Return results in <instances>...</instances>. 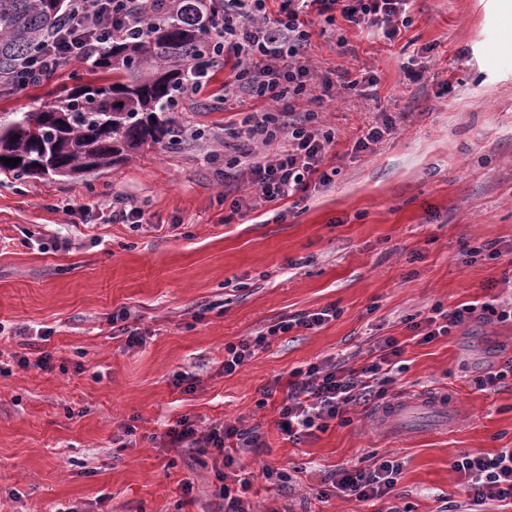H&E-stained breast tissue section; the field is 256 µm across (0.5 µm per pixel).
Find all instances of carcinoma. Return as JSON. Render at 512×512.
Instances as JSON below:
<instances>
[{"label": "carcinoma", "instance_id": "obj_1", "mask_svg": "<svg viewBox=\"0 0 512 512\" xmlns=\"http://www.w3.org/2000/svg\"><path fill=\"white\" fill-rule=\"evenodd\" d=\"M154 16L144 35H115L91 64L96 75L47 108L0 117V171L18 179L72 177L107 168L143 146L177 144L173 97L212 44L210 0H178ZM62 0H0V76L8 79L42 46Z\"/></svg>", "mask_w": 512, "mask_h": 512}]
</instances>
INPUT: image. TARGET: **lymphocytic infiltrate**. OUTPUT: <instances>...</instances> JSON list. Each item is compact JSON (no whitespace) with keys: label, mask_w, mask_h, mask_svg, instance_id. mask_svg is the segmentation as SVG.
Here are the masks:
<instances>
[{"label":"lymphocytic infiltrate","mask_w":512,"mask_h":512,"mask_svg":"<svg viewBox=\"0 0 512 512\" xmlns=\"http://www.w3.org/2000/svg\"><path fill=\"white\" fill-rule=\"evenodd\" d=\"M268 2L217 0L211 55L175 97L180 104L197 96L210 71L225 67L229 73L218 96L220 103L244 95L268 101V108L248 113L239 125L224 130L225 137L237 143L234 155L224 161L225 168L248 172L259 190L257 200H232L230 211L234 214L265 202L290 199L306 192L314 182L330 184L334 173L328 168V154L335 133L321 125L317 112L300 110L299 103L317 84L328 91L336 86L370 88L377 83L375 75L368 72H316L305 56L313 19L328 25L342 19L377 29L391 40L400 26L407 24L410 7V0H279L273 12ZM154 8V0H67L65 19L53 26L41 52L24 66L23 86L52 81L70 66L89 62L117 32L143 29ZM338 314L333 306L303 313L277 323L268 332L225 344V374L244 366L268 345L270 337L296 327H320ZM474 318L512 323V298L463 304L449 311L438 304L431 317L413 323L412 328L419 331L420 343L426 344L451 335L454 328ZM378 350L373 361L359 368L329 358L293 369L278 408L281 432L298 443L330 422L348 424L351 404L385 403L403 348L389 336L379 343ZM165 436L170 447L221 460L226 468L236 464L237 452L255 451L264 445L256 429L219 424L202 432L187 417L170 426ZM453 467L467 478L472 506L489 500L512 501V448L464 454ZM400 473L398 461L380 458L365 469L336 472L332 484L344 496L367 503L390 494Z\"/></svg>","instance_id":"lymphocytic-infiltrate-1"}]
</instances>
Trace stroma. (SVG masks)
<instances>
[{
    "label": "stroma",
    "mask_w": 512,
    "mask_h": 512,
    "mask_svg": "<svg viewBox=\"0 0 512 512\" xmlns=\"http://www.w3.org/2000/svg\"><path fill=\"white\" fill-rule=\"evenodd\" d=\"M505 12V0H412L392 41L341 21L313 27L317 70L368 71L378 84L333 89L319 106L336 133L329 158L339 173L287 201L231 214V200L254 193L250 175L225 174L205 152L219 150L225 126L255 102L215 105L220 73L174 115L206 142L145 147L76 179L0 172V512H215L213 464L162 441L185 416L202 430L261 432L264 448L226 471L229 485L248 479V512H469L466 479L451 463L512 448V380L495 391L473 385L512 356V324L474 319L421 344L407 320L438 303L512 295V267L480 252L512 247ZM411 62L426 69L416 83L404 76ZM86 71L76 64L0 99V113L50 105ZM381 112L400 115L396 130L354 153ZM117 195L143 210L142 226L113 223ZM328 306L336 318L271 337L225 374V343ZM122 310L126 319L113 322ZM21 326L27 337L15 336ZM132 331L143 345L126 347ZM389 336L403 346L393 390H448L454 412L420 411L381 430L359 405L348 425L302 442L280 432L281 398L267 387L329 357L360 366ZM46 349L51 370L16 361ZM179 371L195 376L193 389L173 386ZM375 454L401 465L392 493L367 503L337 494L330 474L367 467ZM268 466L290 482L266 479Z\"/></svg>",
    "instance_id": "stroma-1"
}]
</instances>
